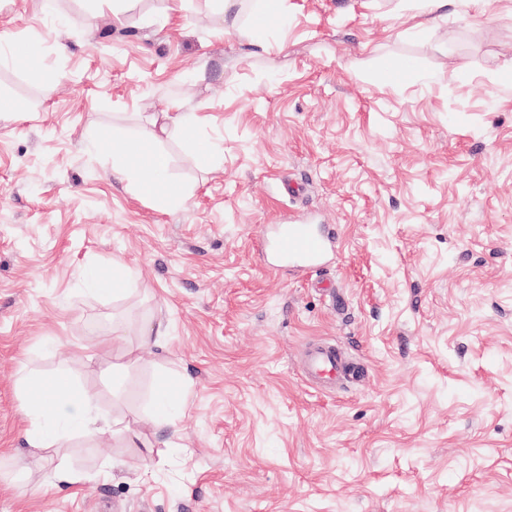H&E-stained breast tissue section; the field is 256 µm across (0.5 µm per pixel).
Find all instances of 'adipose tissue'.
<instances>
[{
  "label": "adipose tissue",
  "instance_id": "adipose-tissue-1",
  "mask_svg": "<svg viewBox=\"0 0 512 512\" xmlns=\"http://www.w3.org/2000/svg\"><path fill=\"white\" fill-rule=\"evenodd\" d=\"M112 175L125 181L132 176L131 162L144 157L149 161L146 174L139 182L141 192L165 203L177 202L181 193L167 180L168 158L145 140L127 137L112 143ZM28 447L42 452L55 446L68 433L77 431L94 439L99 431L92 410L96 395L74 388L63 373H31L25 381Z\"/></svg>",
  "mask_w": 512,
  "mask_h": 512
}]
</instances>
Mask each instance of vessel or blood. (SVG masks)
I'll list each match as a JSON object with an SVG mask.
<instances>
[{
  "label": "vessel or blood",
  "mask_w": 512,
  "mask_h": 512,
  "mask_svg": "<svg viewBox=\"0 0 512 512\" xmlns=\"http://www.w3.org/2000/svg\"><path fill=\"white\" fill-rule=\"evenodd\" d=\"M336 241L327 227L304 222L279 225L268 248L272 269L288 267L308 270L319 266L335 248ZM304 370L317 387L333 388L346 380H356L360 374L357 364L350 362L332 344L309 348Z\"/></svg>",
  "instance_id": "obj_1"
}]
</instances>
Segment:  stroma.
I'll list each match as a JSON object with an SVG mask.
<instances>
[{"instance_id":"35a3bbf8","label":"stroma","mask_w":512,"mask_h":512,"mask_svg":"<svg viewBox=\"0 0 512 512\" xmlns=\"http://www.w3.org/2000/svg\"><path fill=\"white\" fill-rule=\"evenodd\" d=\"M170 6L0 0V512H512V0H239L241 34ZM116 130L157 138L181 207L113 179ZM280 217L334 255L269 269ZM322 342L366 377L310 385ZM62 367L142 440L20 468V382ZM154 412L157 420L168 426H175L183 414V406L176 410L173 406V400L167 390H160L156 393L153 400Z\"/></svg>"}]
</instances>
